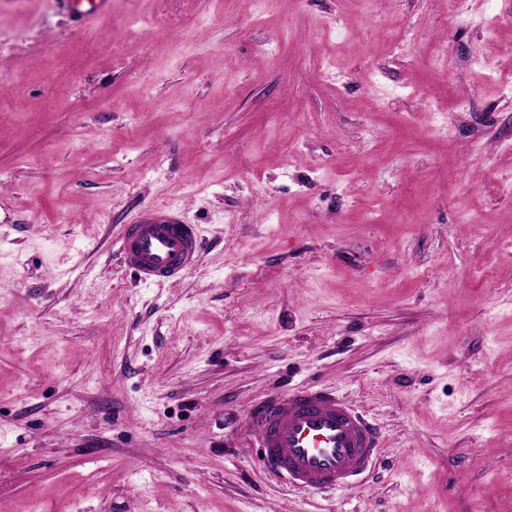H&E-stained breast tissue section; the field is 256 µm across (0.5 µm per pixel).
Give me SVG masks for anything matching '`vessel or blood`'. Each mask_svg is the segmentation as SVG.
I'll return each mask as SVG.
<instances>
[{"label": "vessel or blood", "mask_w": 512, "mask_h": 512, "mask_svg": "<svg viewBox=\"0 0 512 512\" xmlns=\"http://www.w3.org/2000/svg\"><path fill=\"white\" fill-rule=\"evenodd\" d=\"M68 4L86 23L112 8V0ZM120 248L140 281L165 283L193 266L201 238L197 225L155 210L128 227ZM251 420L266 479L300 492L352 487L371 471L380 448L377 425L331 387L276 393L254 408Z\"/></svg>", "instance_id": "b4317fda"}]
</instances>
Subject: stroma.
Wrapping results in <instances>:
<instances>
[{
	"label": "stroma",
	"instance_id": "stroma-1",
	"mask_svg": "<svg viewBox=\"0 0 512 512\" xmlns=\"http://www.w3.org/2000/svg\"><path fill=\"white\" fill-rule=\"evenodd\" d=\"M160 208L202 248L145 285ZM307 384L355 487L262 473ZM0 512H512L505 0H0ZM70 12L84 23L104 18L112 8V0H67ZM120 248L140 281L165 283L193 266L201 238L197 225L186 224L173 211L155 210L130 224ZM251 420L265 478L300 492L352 487L380 448L377 425L331 387L278 392Z\"/></svg>",
	"mask_w": 512,
	"mask_h": 512
}]
</instances>
